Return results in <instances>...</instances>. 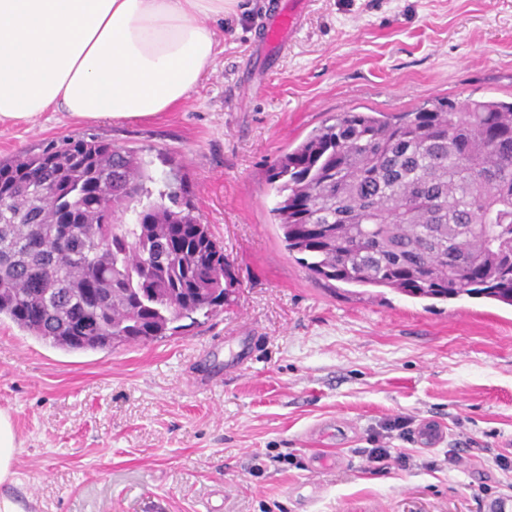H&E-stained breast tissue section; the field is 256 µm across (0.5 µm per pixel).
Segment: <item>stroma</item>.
Masks as SVG:
<instances>
[{"label":"stroma","instance_id":"obj_1","mask_svg":"<svg viewBox=\"0 0 512 512\" xmlns=\"http://www.w3.org/2000/svg\"><path fill=\"white\" fill-rule=\"evenodd\" d=\"M277 2L235 0L172 111L0 124V160L69 137L167 158L238 281L218 315L112 350L68 353L0 319V409L22 442L0 495L24 512H489L501 493L512 308L313 278L266 174L339 112L511 101L512 0H310L269 60L254 44ZM432 426L441 439L422 445ZM380 433L409 467L368 470Z\"/></svg>","mask_w":512,"mask_h":512}]
</instances>
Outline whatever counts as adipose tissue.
<instances>
[{
	"label": "adipose tissue",
	"mask_w": 512,
	"mask_h": 512,
	"mask_svg": "<svg viewBox=\"0 0 512 512\" xmlns=\"http://www.w3.org/2000/svg\"><path fill=\"white\" fill-rule=\"evenodd\" d=\"M234 0H0V123L136 119L196 91Z\"/></svg>",
	"instance_id": "obj_1"
}]
</instances>
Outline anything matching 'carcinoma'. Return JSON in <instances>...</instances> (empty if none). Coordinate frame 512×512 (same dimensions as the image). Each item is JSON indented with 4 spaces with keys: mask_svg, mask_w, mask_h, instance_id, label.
Wrapping results in <instances>:
<instances>
[{
    "mask_svg": "<svg viewBox=\"0 0 512 512\" xmlns=\"http://www.w3.org/2000/svg\"><path fill=\"white\" fill-rule=\"evenodd\" d=\"M98 138L0 161V317L67 351L147 344L235 292L170 172ZM271 209L316 278L512 307V101L339 112L270 167ZM112 198V209L101 200Z\"/></svg>",
    "mask_w": 512,
    "mask_h": 512,
    "instance_id": "obj_1",
    "label": "carcinoma"
}]
</instances>
